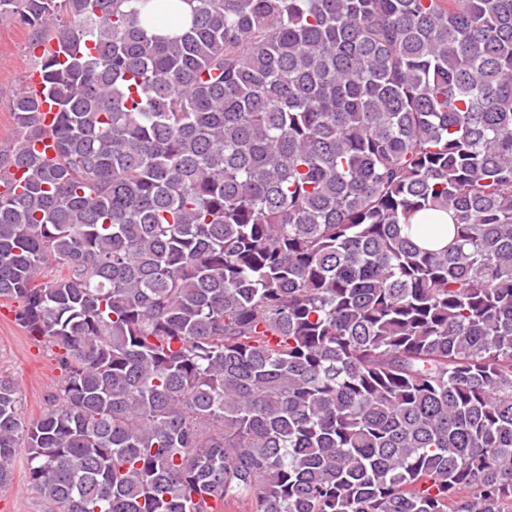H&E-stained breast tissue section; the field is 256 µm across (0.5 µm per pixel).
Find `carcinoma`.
Wrapping results in <instances>:
<instances>
[{"label": "carcinoma", "instance_id": "obj_1", "mask_svg": "<svg viewBox=\"0 0 512 512\" xmlns=\"http://www.w3.org/2000/svg\"><path fill=\"white\" fill-rule=\"evenodd\" d=\"M183 2L0 0L57 106L12 99L0 301L60 371L37 418L0 375V486L512 512V0Z\"/></svg>", "mask_w": 512, "mask_h": 512}]
</instances>
